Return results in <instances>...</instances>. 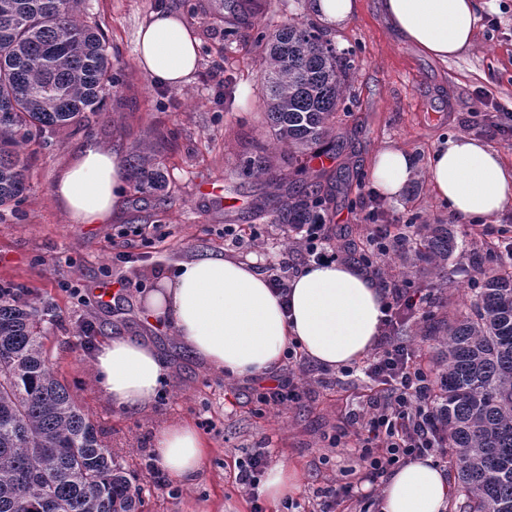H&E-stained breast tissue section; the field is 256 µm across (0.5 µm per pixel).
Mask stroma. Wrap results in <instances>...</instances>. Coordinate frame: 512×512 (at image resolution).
<instances>
[{"instance_id":"obj_1","label":"stroma","mask_w":512,"mask_h":512,"mask_svg":"<svg viewBox=\"0 0 512 512\" xmlns=\"http://www.w3.org/2000/svg\"><path fill=\"white\" fill-rule=\"evenodd\" d=\"M254 25L232 15L218 16L214 0H82L84 20L111 46L121 80L103 92L104 113L89 131L54 136L29 170L30 189L12 214L0 221V285H25L50 311L42 325L46 357L58 379L103 435L116 462L143 489L139 512H251V502L235 482L237 460L266 446L271 462H288L301 475L295 499L311 500L316 490L352 483L354 498L344 512H380L382 481H370L356 452L332 447L334 436L349 431V414L369 392L362 373L347 376L306 363L298 375L307 390L302 402L259 409L255 381L224 378L192 357L171 326L152 322L139 298L173 272L178 263L201 256L276 262L286 236L275 222L288 200L287 186L245 175L249 156L265 153L277 164V149L262 110L264 95L259 31H273L291 20L314 22L306 0H261ZM174 10L195 31L200 61L191 82L172 89L153 83L136 63V34L157 10ZM353 65L346 108L336 116L341 151L309 157L322 172V193L331 242L359 248L373 225L376 209L384 223L447 224L459 248L440 284H432L415 252H391L389 276L426 286L434 304L432 322L410 320L403 338L420 347L423 364L435 368L439 346L427 333L449 318L469 312L468 277L482 241L512 227V205L488 220L464 222L433 195L427 168L436 146L451 136L476 134L499 151L512 168V138L501 126L512 123V0H482L472 45L456 59L440 62L401 40L385 20L380 0H360L358 14L344 26L326 28ZM237 81L225 86L228 73ZM128 159L152 146L164 167L159 191H127L117 216L107 224H74L53 199L58 170L86 144ZM386 147L411 153L418 177L402 198L390 200L374 190L371 163ZM347 192L332 190L333 182ZM253 231L235 247L224 239L225 225ZM126 252L130 261H119ZM112 290L111 302L98 291ZM92 323V342L115 335L147 336L165 361L168 375L150 406L114 409L95 383L94 352L80 346L77 330ZM208 448L199 474L182 481L149 475L154 434L168 423L199 424Z\"/></svg>"}]
</instances>
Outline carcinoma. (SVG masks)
<instances>
[{"label":"carcinoma","instance_id":"1","mask_svg":"<svg viewBox=\"0 0 512 512\" xmlns=\"http://www.w3.org/2000/svg\"><path fill=\"white\" fill-rule=\"evenodd\" d=\"M81 0H0V217L28 190L30 160L58 130L88 129L101 116L100 93L117 74L104 38L80 19ZM262 58L265 115L277 144L310 177L302 158L336 147L349 66L309 24L270 34ZM133 188L158 189L152 154L126 165ZM245 171L282 174L268 161ZM328 198H291L280 224H312ZM421 255L442 277L458 243L444 224L416 225ZM471 314L448 321L439 379L448 422V458L463 501L452 512H512V271L478 269ZM0 512H138L141 488L102 442L44 355L45 310L25 287L0 289Z\"/></svg>","mask_w":512,"mask_h":512}]
</instances>
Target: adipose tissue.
<instances>
[{
    "label": "adipose tissue",
    "mask_w": 512,
    "mask_h": 512,
    "mask_svg": "<svg viewBox=\"0 0 512 512\" xmlns=\"http://www.w3.org/2000/svg\"><path fill=\"white\" fill-rule=\"evenodd\" d=\"M478 0H382L385 19L421 53L445 62L467 48L479 20ZM198 38L178 14L157 12L140 26L138 63L152 80L186 85L197 68ZM416 173L412 154L386 148L375 156L371 181L387 198L403 193ZM428 178L438 200L462 220L490 218L512 204V172L500 152L476 135L439 143ZM126 176L120 157L90 145L60 169L52 194L74 224H106L119 212ZM153 321L171 325L193 356L225 377L271 376L291 345L311 362L330 369L362 361L373 348L383 317L379 281L359 267L311 263L290 281L287 296L270 288L253 262L201 257L177 265L144 295ZM167 367L143 339L115 336L99 348L95 375L114 408L134 410L156 396ZM157 466L177 479L192 478L208 454L191 423L161 428L153 441ZM452 484L432 458L420 457L385 480L381 512H445Z\"/></svg>",
    "instance_id": "adipose-tissue-1"
}]
</instances>
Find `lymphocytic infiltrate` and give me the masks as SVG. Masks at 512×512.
<instances>
[{"mask_svg":"<svg viewBox=\"0 0 512 512\" xmlns=\"http://www.w3.org/2000/svg\"><path fill=\"white\" fill-rule=\"evenodd\" d=\"M289 237L299 242L301 254L323 262L338 259L325 224H291ZM424 298L406 281L384 284V318L376 346L362 367L377 385L365 412L354 414L355 435L366 452L359 460L372 476L425 455L448 456V428L438 397V380L416 360L415 349L396 334L399 319L418 314Z\"/></svg>","mask_w":512,"mask_h":512,"instance_id":"1","label":"lymphocytic infiltrate"}]
</instances>
